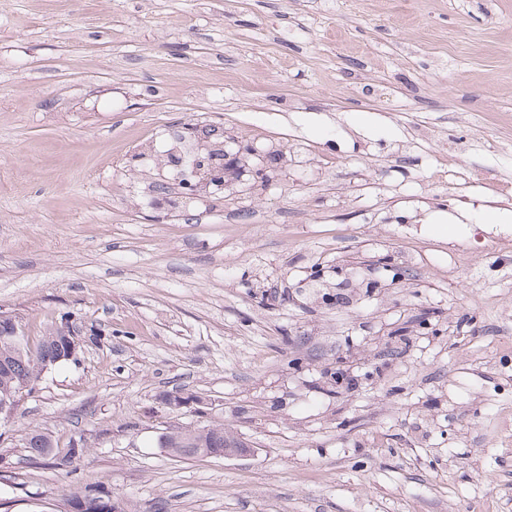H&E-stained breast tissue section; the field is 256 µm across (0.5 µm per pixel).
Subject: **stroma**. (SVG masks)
<instances>
[{
	"mask_svg": "<svg viewBox=\"0 0 512 512\" xmlns=\"http://www.w3.org/2000/svg\"><path fill=\"white\" fill-rule=\"evenodd\" d=\"M0 310V512H512V0H0ZM194 175L197 180L192 183L190 180H185L182 183V189L190 192H196L201 189L214 185L217 187L224 186L225 182V168L216 166L208 155L206 158L198 156L195 160ZM60 324L52 325L47 330L46 338L39 344L36 351H31L28 346V340L23 337L17 343L0 340V355H9L14 358L15 382L9 383L8 380L0 379V398L4 395H15L19 386V380L31 382L40 374L39 363L41 358L47 353L53 351V343L50 338L59 333ZM70 326V336H65L63 340V351L61 352V355L56 359H46V361H43L40 365L41 373L46 372L51 367L55 366L60 360L62 359H68L73 360L77 358L78 352L81 347V340L79 339L80 331L74 327L72 324H69ZM228 431L224 426H214L210 428L209 433L206 435H197L194 438L185 437L177 443L173 440L171 444L176 445V447H171L173 448L171 451L177 453L180 457H194L199 454L200 448H209L206 455H204L205 457L212 455L240 457L247 456L250 453L254 454V449L239 439L229 442L225 448L224 443L233 436ZM212 446H216V448H212ZM73 446V452H72ZM29 448V453L31 456H41L47 457L52 455L57 460L56 464L59 466H67L72 463V453L75 454L78 451L79 443L78 441H74V443L69 445L67 452L62 457H57L58 453L54 452V445L51 439V435L47 432L43 431H33L27 434V447ZM84 448H79V453L82 454Z\"/></svg>",
	"mask_w": 512,
	"mask_h": 512,
	"instance_id": "1",
	"label": "stroma"
}]
</instances>
